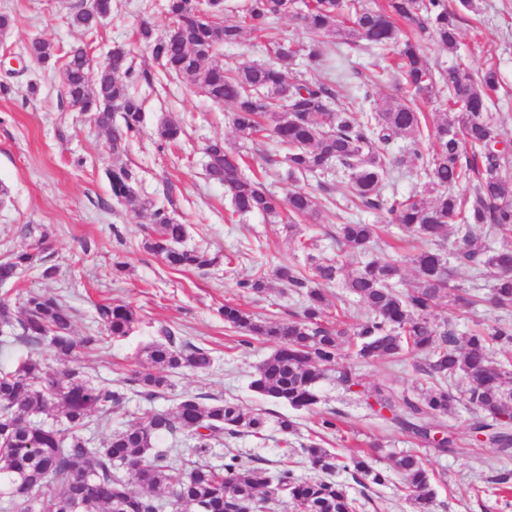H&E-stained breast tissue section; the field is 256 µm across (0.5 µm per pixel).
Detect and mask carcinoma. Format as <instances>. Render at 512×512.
Returning a JSON list of instances; mask_svg holds the SVG:
<instances>
[{
	"label": "carcinoma",
	"instance_id": "carcinoma-1",
	"mask_svg": "<svg viewBox=\"0 0 512 512\" xmlns=\"http://www.w3.org/2000/svg\"><path fill=\"white\" fill-rule=\"evenodd\" d=\"M303 4L309 44L295 48L284 46L276 27L292 12V0H247L240 11L230 0H167V30L159 33L147 21L137 30L138 41L166 73L185 79L212 102L231 106V124L241 140L252 141L271 130L288 147L287 179L297 182L333 173L362 206L387 211L401 229L425 243L409 258L416 281L402 290V261L385 253L387 243L377 226L348 220L337 227V243L355 254L356 268L346 270L342 260L325 261L312 254L316 243L302 241L308 271L287 265L274 269V276L299 297L300 315L261 319L225 303L220 310L224 325L243 336L241 343L254 336L275 343L273 352L255 366L250 387L275 404L311 412L320 402V384L330 380L361 399L373 414H389L387 420L418 446L438 453L460 447L448 414L462 405L471 414L475 440L506 455L512 451V361H495L490 350L512 349V322L498 317L486 329L461 336L451 322L434 316L442 305L459 313L482 302L493 313L512 310L509 149L497 148L499 134L488 116L499 92V70L491 64L474 77L461 62L449 66L444 81L453 117L431 129L417 101L435 88L432 65L418 41L401 36L399 27L402 21L408 23L453 55L460 13L476 12L475 0H458L453 10L446 0H385L376 9L365 0ZM111 14L112 0H93L78 5L71 24L92 35ZM246 30L266 38L271 60L238 65L213 60L220 48L237 44ZM336 35L361 42L367 50L398 47L394 69L404 95L375 110L356 106L352 98L348 105L357 107L356 117L350 110L332 108L343 97L337 82L293 76L298 61L307 69L323 68L331 50L327 37ZM29 55L46 65L58 61L46 40L32 41ZM63 58L67 99L81 103L83 112L108 131V152L121 155L144 123L143 103L130 93L129 83L151 87L156 73L136 70L131 51L120 44L94 73L84 43L71 46ZM154 135L162 144L176 143L182 128L164 117ZM397 139L409 143L408 153L400 157L386 150ZM205 153L207 173L224 186L233 214L295 224L319 210L316 196L302 188L284 198L272 193L262 178L246 173L243 157L223 139L210 140ZM408 162L423 191L385 196V183ZM106 175L119 204L149 215V232L142 242L146 251L175 270H203L214 263L207 252L184 246L187 225L167 207L139 195L129 167L114 164ZM461 183L470 184L468 191L454 192ZM479 224L501 236L503 244L496 247L476 236L473 226ZM450 229L457 241L448 253L444 241ZM45 238L43 234L33 248L0 260V283L14 280L23 268L40 267L43 277H53L55 268L44 263ZM459 268L488 277L489 296L484 299L458 284ZM335 283L368 312L350 328L340 315L329 316L324 286ZM96 311L97 322L112 339L128 336L137 322L136 310L128 303H103ZM73 318V308L57 295L26 292L18 318L10 304L0 300V346L24 347L0 365V512H36L38 497L49 512H162L167 506L172 512H249L253 503L274 499L272 488L300 512H357L358 502L348 487L329 478L339 467L380 486L392 474L401 476L419 512H426L432 502L430 472L415 454H392L386 466L378 468L371 453L362 451L343 461L312 442L300 448L306 464L321 473L311 480L290 468L262 478L231 451L220 466L203 462L216 436L257 437L268 423L262 412L215 398L207 402L186 395L172 409L153 411L146 421L116 430L107 441L95 444L84 430L92 422L108 424L126 391L151 400L168 386L166 373L206 371L212 356L209 349L180 341L168 330L163 340L146 348L147 365L131 372L124 387L94 383L69 362L76 350L96 347L101 337L75 335ZM347 343L363 363H395L406 351L422 355L416 371L431 387L417 393L398 392L384 383L366 388L355 365L344 360L342 347ZM458 376L466 387L455 393L447 383ZM180 443L197 457L188 470L171 462Z\"/></svg>",
	"mask_w": 512,
	"mask_h": 512
}]
</instances>
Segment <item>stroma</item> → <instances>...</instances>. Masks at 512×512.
Wrapping results in <instances>:
<instances>
[{
	"label": "stroma",
	"instance_id": "stroma-1",
	"mask_svg": "<svg viewBox=\"0 0 512 512\" xmlns=\"http://www.w3.org/2000/svg\"><path fill=\"white\" fill-rule=\"evenodd\" d=\"M78 2L0 0V14L12 18L10 31L0 35V183L9 188L8 197L0 201V259L27 249L44 234L48 237L47 263L56 269L51 279L35 270L23 273L15 284L0 285V298L14 303L26 290L62 296L74 310L75 335L94 334L102 339L99 350L79 352L77 366L115 387L139 369L146 347L164 331L213 350L215 364L210 371L171 376L170 388L154 402L128 393L110 425L87 428V435L95 441H106L113 429L142 421L150 409L173 407L185 395L223 399L251 411L268 409V402L249 383L254 365L274 345L260 337L250 345H240L239 335L225 328L219 308L231 301L259 315L288 318L295 307L286 295L287 284L272 279L274 266L304 268L306 255L298 247L303 239L315 240L326 256H335L334 238L341 219L379 225L392 241L403 238L404 232L389 214L363 210L341 189L331 204L293 228L265 223L257 215L229 220L224 188L206 174L204 146L213 138H224L229 147L245 155L251 170L268 171V182L278 195H287L299 185L315 187L316 181L311 178L298 185L283 179L286 147L269 136L240 140L228 106L194 93L184 80L162 75L154 87L138 89L145 99L146 123L120 161L135 172L141 193L172 202L177 219L190 227L188 246L205 249L216 259L204 270L169 269L142 247L148 216L130 212L112 198L106 176L113 161L104 149L107 132L70 108L60 66H43L24 58L25 45L34 37L52 42L61 53L70 44L85 40L95 62H103L119 43L131 49L135 67L155 68L150 51L137 41L136 30L144 20L164 30L168 25L166 0H112L111 16L89 38L69 23L70 9ZM477 3L478 12L464 14L459 24L458 52L473 70L488 64L499 68L502 88L491 115L503 138L512 141V0ZM335 66L350 76L347 94L367 96L370 107L381 106L396 93L384 60L368 56L359 46L340 44ZM163 117L182 124V145L159 147L153 129ZM257 237L265 242L262 251L233 259L235 250ZM260 274L271 278L264 294L240 288V281ZM110 302H125L136 309L138 320L129 336L103 337L95 306ZM419 361L412 354L391 367L362 363L358 369L365 385L386 378L396 390L418 392L429 386L415 370ZM320 391L321 401L314 411L294 413L297 430L293 434L282 435L271 422L259 438H221L212 443L209 463L222 464L225 452L232 451L267 477L284 463V442L298 447L318 435L323 447L347 457L359 447L375 449L381 463L388 453L412 450L406 435L375 416L354 395L328 381ZM333 411L345 415L341 431L320 434V418ZM469 423L465 409L449 415L448 424L457 432L461 448L428 456L436 492L428 512H512V505H506L491 484L492 477L512 471V456L474 442ZM334 478L357 498L359 512H417L400 476H391L381 486L360 485L351 472L343 470L336 471Z\"/></svg>",
	"mask_w": 512,
	"mask_h": 512
}]
</instances>
